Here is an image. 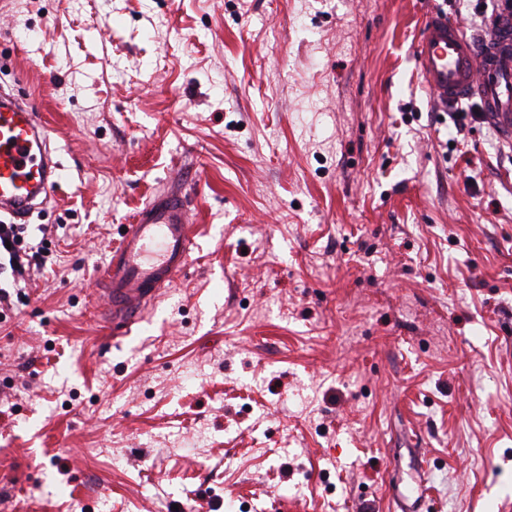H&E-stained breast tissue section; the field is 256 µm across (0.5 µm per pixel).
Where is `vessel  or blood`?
<instances>
[{"mask_svg":"<svg viewBox=\"0 0 512 512\" xmlns=\"http://www.w3.org/2000/svg\"><path fill=\"white\" fill-rule=\"evenodd\" d=\"M416 63L440 103L478 98L487 118L512 137V0H500L497 21L480 47L458 21L428 13ZM61 171L32 104L0 90V212L27 223L34 208L52 197ZM191 245L189 205L182 192L159 194L140 209L102 277L107 327L120 332L138 321L186 268Z\"/></svg>","mask_w":512,"mask_h":512,"instance_id":"1","label":"vessel or blood"}]
</instances>
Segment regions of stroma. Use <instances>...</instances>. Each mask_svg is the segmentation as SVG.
I'll return each mask as SVG.
<instances>
[{"label":"stroma","mask_w":512,"mask_h":512,"mask_svg":"<svg viewBox=\"0 0 512 512\" xmlns=\"http://www.w3.org/2000/svg\"><path fill=\"white\" fill-rule=\"evenodd\" d=\"M474 6L0 0L64 175L0 318V512H512V161L413 54ZM168 190L187 268L112 336L100 270Z\"/></svg>","instance_id":"1"}]
</instances>
